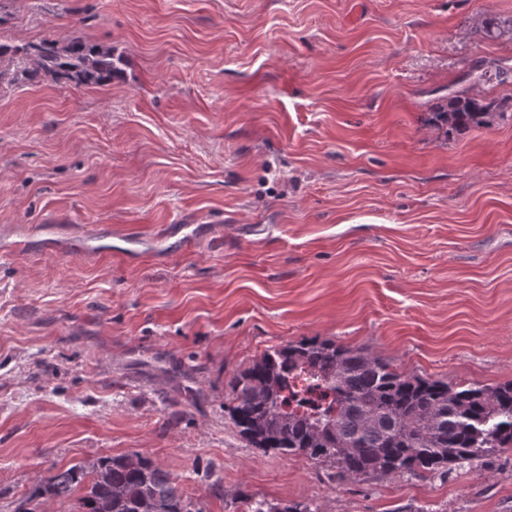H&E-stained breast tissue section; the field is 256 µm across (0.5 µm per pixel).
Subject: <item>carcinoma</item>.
I'll use <instances>...</instances> for the list:
<instances>
[{"mask_svg": "<svg viewBox=\"0 0 512 512\" xmlns=\"http://www.w3.org/2000/svg\"><path fill=\"white\" fill-rule=\"evenodd\" d=\"M11 81L109 83L124 61L112 48L73 37L8 45ZM509 103L465 91L430 121L452 137L487 128ZM227 411L253 448L329 463L339 481L388 474L449 475L512 447V381L494 386L404 375L361 347L317 337L267 349L233 373ZM77 497L78 512H191L178 478L139 454L54 468L36 496ZM241 512H274L246 495Z\"/></svg>", "mask_w": 512, "mask_h": 512, "instance_id": "cac0c4a2", "label": "carcinoma"}]
</instances>
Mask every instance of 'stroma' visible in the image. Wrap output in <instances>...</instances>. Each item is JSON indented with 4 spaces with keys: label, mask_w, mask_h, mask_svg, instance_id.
I'll return each instance as SVG.
<instances>
[{
    "label": "stroma",
    "mask_w": 512,
    "mask_h": 512,
    "mask_svg": "<svg viewBox=\"0 0 512 512\" xmlns=\"http://www.w3.org/2000/svg\"><path fill=\"white\" fill-rule=\"evenodd\" d=\"M76 35L123 76L0 86V512H76L32 498L48 469L133 453L191 512H512V449L338 482L224 409L235 371L305 337L512 380V107L429 121L453 91L512 96L467 77L512 72V0H0L1 43ZM171 224L184 253L150 243ZM97 225L138 258L82 254ZM269 502L265 498L246 495L241 499V512H317V508H312L311 504L301 503L285 506L288 511H274L273 509L278 507L272 506Z\"/></svg>",
    "instance_id": "obj_1"
}]
</instances>
